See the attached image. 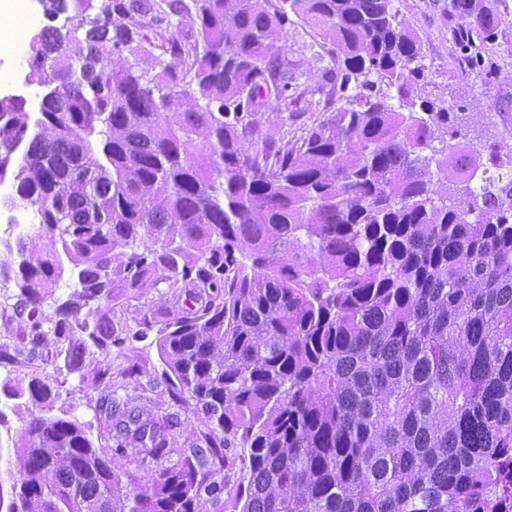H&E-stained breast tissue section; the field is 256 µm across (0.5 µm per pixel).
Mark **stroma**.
<instances>
[{"instance_id": "stroma-1", "label": "stroma", "mask_w": 512, "mask_h": 512, "mask_svg": "<svg viewBox=\"0 0 512 512\" xmlns=\"http://www.w3.org/2000/svg\"><path fill=\"white\" fill-rule=\"evenodd\" d=\"M496 17L499 37L492 52L470 61L450 40L449 27L458 23L449 8L450 0H392L400 20L421 41L424 77L418 85L421 96L441 106H459L469 121L461 140L480 158L496 155L491 167L494 176H512V0H482ZM284 55L297 79L289 87L285 100L277 105V116L270 126L279 135L292 137L321 117L323 95L313 92L314 82L306 74L307 66L323 70L334 65V47L317 43L313 28L299 17L288 26ZM10 69L16 75L15 91L27 100L29 111H37L44 87L26 83L29 72L27 54L15 53L8 43L0 42V71ZM115 300L109 317L112 335L107 340L109 354L99 365L82 364L70 369L54 345L44 346L41 358L27 361L0 360V387L4 384L27 386L31 377L49 376L53 389L51 415L62 416L82 425L94 444H101L107 416L102 411V389L137 387L139 405L144 412L166 415L177 423L179 441L195 443L204 429L203 416L193 403L171 400L165 380L166 367L158 350V331L174 318L187 315L191 301L176 299L166 288L139 294L126 287L121 278L112 282ZM35 407L29 396L12 398L0 390V487L9 488L15 465L18 439L24 421ZM217 480L219 490L207 499L204 512H239L236 503L244 477L241 451H224V469Z\"/></svg>"}]
</instances>
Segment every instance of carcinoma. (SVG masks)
Masks as SVG:
<instances>
[{"instance_id":"carcinoma-1","label":"carcinoma","mask_w":512,"mask_h":512,"mask_svg":"<svg viewBox=\"0 0 512 512\" xmlns=\"http://www.w3.org/2000/svg\"><path fill=\"white\" fill-rule=\"evenodd\" d=\"M42 2L73 15L30 42L38 115L0 97V174L48 247L21 237L0 257L30 329L0 357L87 329L71 304L39 319L70 270L95 313L115 276L190 288L204 304L158 345L206 430L179 448L127 397L118 446L148 475L130 489L83 427L32 411L10 512H203L227 447L246 449L241 512H512V178L471 187L482 163L455 143L454 107L415 95L421 42L392 0H104L94 23L87 0ZM450 6L451 40L479 57L496 19ZM291 13L337 67L317 87L331 115L285 141L258 116L288 91ZM171 15L198 40L166 36ZM28 391L52 397L37 376Z\"/></svg>"}]
</instances>
